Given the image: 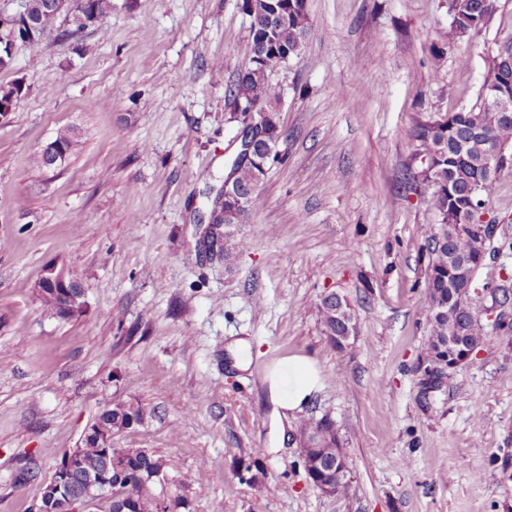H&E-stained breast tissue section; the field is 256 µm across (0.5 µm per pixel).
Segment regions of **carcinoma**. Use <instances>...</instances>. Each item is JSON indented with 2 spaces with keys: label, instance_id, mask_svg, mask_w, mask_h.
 I'll list each match as a JSON object with an SVG mask.
<instances>
[{
  "label": "carcinoma",
  "instance_id": "obj_1",
  "mask_svg": "<svg viewBox=\"0 0 512 512\" xmlns=\"http://www.w3.org/2000/svg\"><path fill=\"white\" fill-rule=\"evenodd\" d=\"M453 21L448 28V41L458 42L479 35L495 9V0H453ZM30 15L40 30H48L58 23V16L50 7V0H28ZM244 8L259 28L249 33L243 54L249 64L231 88L236 106L259 108L263 116L264 150L268 160L277 156L282 136L279 122L281 91L271 81L267 61L292 59L300 55L307 32V11L304 0H244ZM501 54L489 57L481 89L475 103L444 117L430 118L418 123L412 131L415 156L427 158L413 175L428 194L429 205L436 223L422 229V251L427 263V314L429 335L427 349H433L448 336H464L481 342L485 335L482 318L471 309L450 302L452 292L467 287L465 279L476 277L479 267L463 266L477 253L492 249L493 241L485 240L489 226L482 222L501 170L485 165L486 157L499 149L504 150L506 164H512V119L501 117L500 112L487 104L489 90L504 79H512V71H505ZM252 163L237 165L232 175L243 186L258 187L266 175ZM257 192H252L238 206L228 200L214 203L209 214L212 223L210 244L218 245L229 259L230 253L221 244L229 236V227L242 224L258 204ZM335 305L324 299L319 314L324 334L337 349L343 335L342 324L336 317ZM145 409L132 402H118L104 410L96 424L114 434L133 425H141ZM310 433L303 455L308 471H321L316 463L317 453L336 447V429L318 425ZM114 453L126 460L127 484L130 485L131 512H155L160 489L145 478L144 472L168 470L172 464L144 448H116ZM82 467L74 477V486L82 490L84 481L107 466L102 450L89 443L81 448Z\"/></svg>",
  "mask_w": 512,
  "mask_h": 512
}]
</instances>
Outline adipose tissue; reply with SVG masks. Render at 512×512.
Returning a JSON list of instances; mask_svg holds the SVG:
<instances>
[{"mask_svg":"<svg viewBox=\"0 0 512 512\" xmlns=\"http://www.w3.org/2000/svg\"><path fill=\"white\" fill-rule=\"evenodd\" d=\"M264 381L268 385L271 414L281 425L301 410L321 387V377L314 363L299 355L281 360L265 375Z\"/></svg>","mask_w":512,"mask_h":512,"instance_id":"obj_1","label":"adipose tissue"}]
</instances>
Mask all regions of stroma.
Here are the masks:
<instances>
[{"mask_svg": "<svg viewBox=\"0 0 512 512\" xmlns=\"http://www.w3.org/2000/svg\"><path fill=\"white\" fill-rule=\"evenodd\" d=\"M307 9L300 56L271 73L278 157L227 260L197 241L239 151L228 88L247 63L243 0H112L103 26L16 42L0 70V86H23L0 120V512H33L118 401L147 418L113 447L172 461L184 512H512V313L472 362L426 384L421 231L435 216L409 171L415 125L473 104L488 56L512 44V0L452 46L450 0ZM66 129V160L35 166ZM485 217L497 253L476 276L481 309L512 288V171ZM50 264L82 273V316L42 308ZM331 293L357 319L343 350L320 321ZM236 338L253 345L251 373L234 366ZM292 355L316 362L323 387L282 440L263 377ZM325 420L350 462L344 496L322 494L300 457L301 426ZM26 466L35 479H20Z\"/></svg>", "mask_w": 512, "mask_h": 512, "instance_id": "obj_1", "label": "stroma"}]
</instances>
